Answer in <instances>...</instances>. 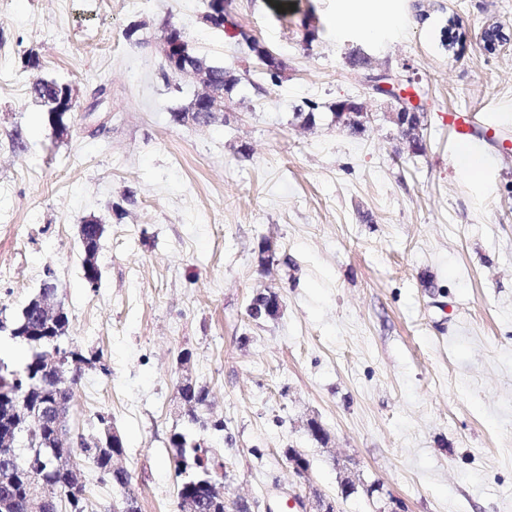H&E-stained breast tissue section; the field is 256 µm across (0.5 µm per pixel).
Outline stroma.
<instances>
[{
  "mask_svg": "<svg viewBox=\"0 0 512 512\" xmlns=\"http://www.w3.org/2000/svg\"><path fill=\"white\" fill-rule=\"evenodd\" d=\"M342 4L233 0L235 26L216 29L207 0H0V320L53 270L71 338L107 365L83 372L69 426L91 439L111 414L141 512L175 510L186 351L224 421L204 440L227 498L512 512V150L482 151L469 178L442 125L467 110L512 127V43L481 39L512 35V0H382L392 23L374 41L337 28ZM166 20L245 75L210 125L172 119L197 86L162 76ZM239 25L288 65L265 93ZM358 48L425 93L421 152L349 65ZM38 77L76 90L67 135L31 97ZM343 97L370 112L364 132L334 121ZM308 100L323 105L311 124ZM91 219L105 226L95 289L78 235ZM269 290L279 314L252 320Z\"/></svg>",
  "mask_w": 512,
  "mask_h": 512,
  "instance_id": "35a3bbf8",
  "label": "stroma"
}]
</instances>
